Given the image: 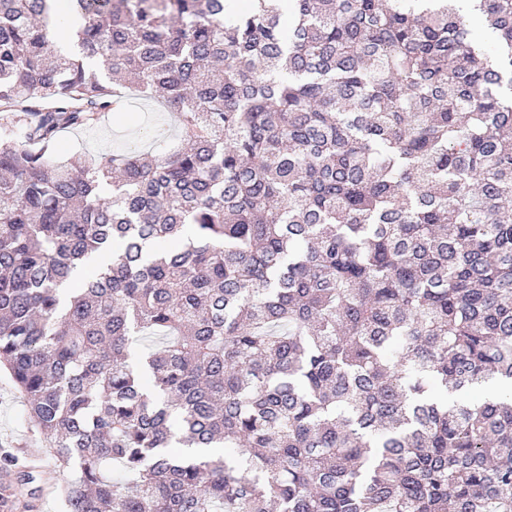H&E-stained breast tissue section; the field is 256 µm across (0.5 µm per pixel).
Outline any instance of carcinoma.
<instances>
[{
	"label": "carcinoma",
	"instance_id": "obj_1",
	"mask_svg": "<svg viewBox=\"0 0 512 512\" xmlns=\"http://www.w3.org/2000/svg\"><path fill=\"white\" fill-rule=\"evenodd\" d=\"M256 2L68 0L63 50L0 0V368L65 512H512V394L457 397L512 381V0L491 51ZM131 90L176 150L52 156Z\"/></svg>",
	"mask_w": 512,
	"mask_h": 512
}]
</instances>
